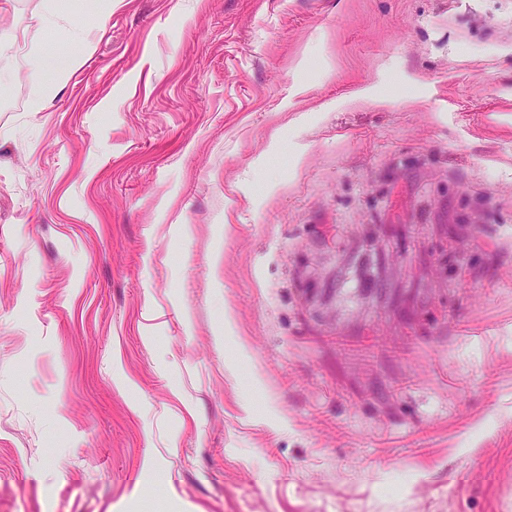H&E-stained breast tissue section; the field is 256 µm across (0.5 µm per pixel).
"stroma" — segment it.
<instances>
[{
    "label": "stroma",
    "mask_w": 512,
    "mask_h": 512,
    "mask_svg": "<svg viewBox=\"0 0 512 512\" xmlns=\"http://www.w3.org/2000/svg\"><path fill=\"white\" fill-rule=\"evenodd\" d=\"M57 3L0 13V512H512V0Z\"/></svg>",
    "instance_id": "stroma-1"
}]
</instances>
